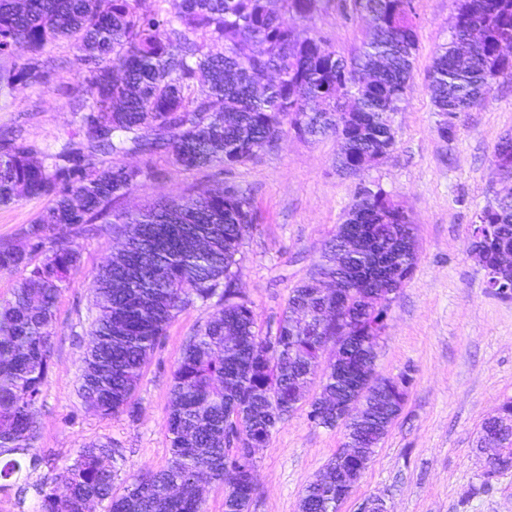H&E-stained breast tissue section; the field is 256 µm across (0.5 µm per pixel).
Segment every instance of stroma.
<instances>
[{"mask_svg": "<svg viewBox=\"0 0 512 512\" xmlns=\"http://www.w3.org/2000/svg\"><path fill=\"white\" fill-rule=\"evenodd\" d=\"M413 5L418 50L406 100L394 116L396 143L360 176L337 171L336 137L303 138L290 131L224 172L183 171L134 153L117 156V164L157 171L121 206L140 209L161 197L177 201L199 187L231 185L246 193L256 220L237 255L238 286L266 336L275 334L289 292L320 261L360 188L384 191L416 224L419 260L388 313L376 369L386 377L409 373L412 382L402 413L341 512H357L370 498L382 499L388 512H512V470L494 477L483 492H468L483 479L485 458L475 451L481 424L512 400V293L488 288L485 271L468 254L477 212L512 193V181H500L493 165L496 144L512 135V80H501L485 103L460 113L455 135L443 138L427 75L451 36L456 3L414 0ZM282 20L300 30L313 28L345 58L372 30L369 17L351 22L337 8L308 23L290 13ZM46 56L54 66L48 85L0 92V131L22 126L30 141L53 151L75 129L74 111L82 99L77 87L86 71L80 52L68 42L48 46ZM79 246L80 269L58 301L35 446L60 463L91 441L111 440L114 491L120 494L131 474L166 465L172 374L216 304L194 302L172 321L144 368L136 415L100 417L84 405L78 387L96 316L92 282L117 238L105 233L82 239ZM308 410L299 404L257 451L253 512H298L306 485L342 448L343 428L311 422Z\"/></svg>", "mask_w": 512, "mask_h": 512, "instance_id": "stroma-1", "label": "stroma"}]
</instances>
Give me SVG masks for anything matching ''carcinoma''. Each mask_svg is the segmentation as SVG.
<instances>
[{
  "instance_id": "cac0c4a2",
  "label": "carcinoma",
  "mask_w": 512,
  "mask_h": 512,
  "mask_svg": "<svg viewBox=\"0 0 512 512\" xmlns=\"http://www.w3.org/2000/svg\"><path fill=\"white\" fill-rule=\"evenodd\" d=\"M169 8L143 9L140 0H0V57L27 56L0 69V87L43 84L47 45L73 43L86 68L82 139H70L46 154L20 130L0 132V206L16 199H45L46 209L0 241V271L24 270L12 298L0 303V489L23 469H37L44 457L34 448L35 412L52 364L53 325L61 291L79 270L77 239L111 232L125 239L121 253L96 274L98 314L92 322L79 394L102 418L135 414L134 394L144 364L167 327L190 303L210 300L228 276H235L243 237L254 220L251 199L237 188L204 189L179 203L157 202L131 213L115 204L152 167L128 169L109 157L138 152L184 171L222 164L231 168L271 145L290 126L298 135L348 136L337 159L347 174H358L384 146L386 120L405 101L412 78L418 35L413 0L408 13L395 14L399 0H337L349 20L374 12L385 25L372 32L357 58L346 61L320 35L285 24L279 11L308 19L330 0H167ZM456 26L482 24L483 39L462 57L456 36L441 47L428 72L435 111L463 112L490 95L501 78L512 79V0H456ZM342 83L358 96L349 111L339 101L307 111L310 103ZM355 224L373 225L374 248L366 259L370 278L356 291L377 288L371 278L386 258L404 252L402 275L411 276L417 252L403 246L416 235L409 216L382 191L372 194ZM494 227L501 251L512 252V201L487 205L475 224ZM320 289L309 280L293 288L270 337L256 332L252 306L223 298L206 324L190 338L173 372L167 432L170 458L163 468L134 476L120 496L109 465L116 449L97 440L77 455L50 467L32 485L36 512H87L91 501L108 512H204L201 483L194 473L224 484V506L250 512L256 486L250 471L229 466L224 419L235 409L241 433L265 445L284 416L306 399L309 387L343 393L336 371L319 369L317 340H333L336 323L306 332L288 329L294 306L313 301ZM237 340L224 339L227 327ZM384 327L379 312L343 324L342 335L361 340ZM394 379L377 376L364 392L366 419L393 410ZM308 417L338 426L316 399ZM304 512L333 510L319 480L299 501Z\"/></svg>"
}]
</instances>
